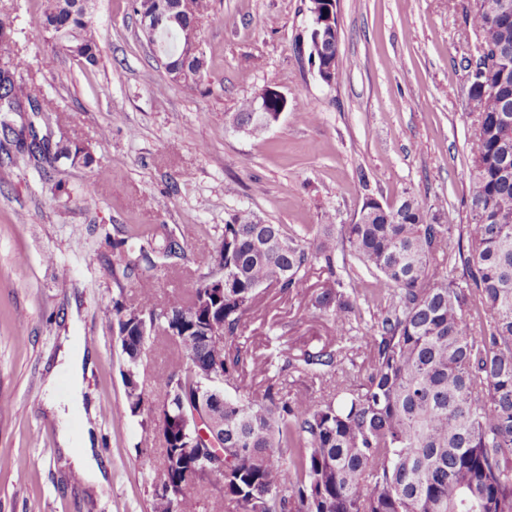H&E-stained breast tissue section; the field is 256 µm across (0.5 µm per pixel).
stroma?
Segmentation results:
<instances>
[{
	"mask_svg": "<svg viewBox=\"0 0 512 512\" xmlns=\"http://www.w3.org/2000/svg\"><path fill=\"white\" fill-rule=\"evenodd\" d=\"M472 6L337 0L341 41L328 84L296 49L310 25L306 0H211L201 92L170 81L130 0H93V71L66 55L37 64L42 0H0V21L13 30L0 60L28 56L27 83L56 110L48 125L33 112H0V121L78 141L92 156L41 174L0 152V512H152L161 421L146 409L131 414L106 312L113 298L133 305L146 289L163 302L185 298L234 212L304 234L324 214L348 224L366 198L393 204L409 194L442 205L447 223L468 224L474 119L461 60L475 52ZM267 86L287 99L279 122L258 137L236 131L241 102ZM149 228L173 234L182 252L116 288L113 241ZM74 316L79 336L94 338L85 396L107 411L93 422L108 481L100 494L60 448L47 411L67 393L66 376L51 390L46 376ZM330 334L309 300L274 294L246 316L238 346L267 354Z\"/></svg>",
	"mask_w": 512,
	"mask_h": 512,
	"instance_id": "obj_1",
	"label": "stroma"
}]
</instances>
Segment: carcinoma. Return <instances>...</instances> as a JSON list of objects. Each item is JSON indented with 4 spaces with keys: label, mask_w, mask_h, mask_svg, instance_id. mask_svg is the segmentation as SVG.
I'll return each instance as SVG.
<instances>
[{
    "label": "carcinoma",
    "mask_w": 512,
    "mask_h": 512,
    "mask_svg": "<svg viewBox=\"0 0 512 512\" xmlns=\"http://www.w3.org/2000/svg\"><path fill=\"white\" fill-rule=\"evenodd\" d=\"M182 24L162 23L158 44L178 69L177 82L201 86L206 60L196 18L209 0H176ZM506 11L472 9L469 20L488 42L477 66L471 96L507 72L497 97L481 112L470 143V220L458 231L443 213H428L407 195L394 205H374L349 224H319L311 237L262 224L250 211L235 212L224 225V289L211 281L212 262L198 273L183 302L160 303L150 290L133 307L113 301L112 325L130 327L122 345L129 410L146 398L138 367L146 350L170 345L174 366L159 373L155 404H169L161 427L159 461L151 487L153 512H194V489L210 483L203 467L208 446L224 448V494L208 501L209 512L234 503L243 512H512V0ZM37 29L43 61L64 52L86 70L99 63V49L82 0H43ZM28 62L15 54L0 63V112H47L23 77ZM234 119L258 136L264 128L244 100ZM13 142L36 165L87 158L77 145L37 139L33 128L14 131ZM346 248L373 276L345 278L336 261ZM112 249L116 287L142 269L182 250L171 235L144 233L138 242L118 240ZM321 291L312 306L336 335L320 345L278 354L243 355L235 346L245 317L269 291L300 296L312 269ZM462 269L456 277V269ZM385 301L362 337L361 363L348 359L352 317L359 297ZM174 318L188 325L177 339L167 335ZM223 333L216 340L212 331ZM350 360L357 372L336 371ZM221 379L235 390L224 405L213 400ZM266 383L254 400L244 382ZM336 380L318 399L289 397L288 382L313 385ZM218 415L212 440L183 448L185 416Z\"/></svg>",
    "instance_id": "cac0c4a2"
}]
</instances>
